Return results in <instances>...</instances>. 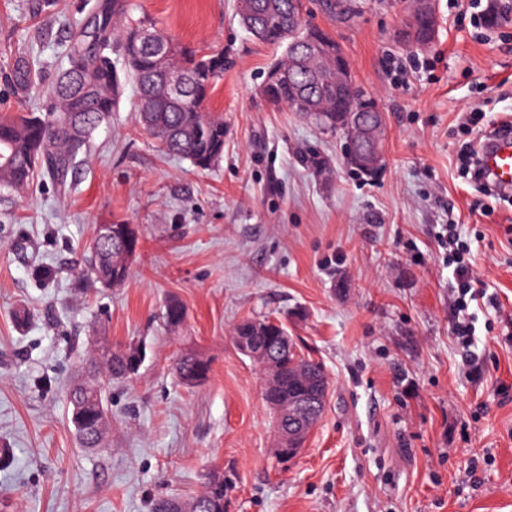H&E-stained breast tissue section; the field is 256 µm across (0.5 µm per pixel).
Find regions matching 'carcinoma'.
<instances>
[{
    "label": "carcinoma",
    "instance_id": "1",
    "mask_svg": "<svg viewBox=\"0 0 512 512\" xmlns=\"http://www.w3.org/2000/svg\"><path fill=\"white\" fill-rule=\"evenodd\" d=\"M297 0H253V26L257 38L269 45L283 46L282 32L288 28V16L298 11ZM129 0H99L94 10L82 21L72 25L66 48V66L46 92V103L36 111L0 120V190L20 192L40 171L58 185L66 184L78 156L86 151L93 134L119 107L124 85L112 61V52L119 50L137 92L136 119L157 142L166 155L190 160L199 168H207L224 152V118L208 112L206 100L215 83L224 75V53L195 58L185 56L168 36L151 25L128 20ZM155 34L166 55L140 42L143 31ZM326 78L313 82L309 70L298 63L292 68L293 82L274 85L266 96L274 107L294 111L296 90L304 87L312 94L321 111L311 115L324 129H336V92L331 71L336 55L320 62ZM184 73L187 85L181 94L163 91L167 69ZM40 66L31 57L14 65L6 80L15 88L29 90L39 84ZM114 236L103 239L94 235L89 246L87 263L95 278L107 287L119 286L129 274L138 245L136 229L130 224H112ZM184 304L171 298L165 305L164 318L173 327L186 319ZM253 335L272 347L279 358V373L272 381L273 394H286L299 386L328 388L323 367L301 355L294 344L278 346L283 324L264 319L237 325L233 335L247 326ZM142 350L131 344L124 350L95 355L88 359L93 370L103 368L108 380L126 379L135 373ZM180 377L205 382L210 373L208 360L197 353H184L175 360ZM67 398L72 405L78 438L85 448H97L94 439L99 428H107L108 413L102 397V386L83 382L70 387ZM224 475L213 476L205 489L190 502L176 499L156 501L151 512H224Z\"/></svg>",
    "mask_w": 512,
    "mask_h": 512
}]
</instances>
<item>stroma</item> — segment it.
<instances>
[{"label":"stroma","instance_id":"1","mask_svg":"<svg viewBox=\"0 0 512 512\" xmlns=\"http://www.w3.org/2000/svg\"><path fill=\"white\" fill-rule=\"evenodd\" d=\"M95 0H0V70L23 57L52 81L73 21ZM185 54L223 52L209 112L224 154L168 157L125 88L65 193L35 179L0 194V512H150L223 472L224 512H512V201L486 196L459 158L512 119V0H483L486 38L435 0L433 40L402 35L412 0H349L339 20L304 0L340 46L357 93L385 114L376 172L347 162L343 131L262 94L281 56L239 23L237 0H130ZM425 65L406 84L393 60ZM479 109L471 134L459 114ZM133 225L124 284L85 257L97 225ZM455 223L487 293L472 308L478 364L451 334L456 280L437 234ZM188 315L162 318L170 298ZM27 313L17 323L16 313ZM284 322L330 388L303 451L281 461L263 374L232 341L247 318ZM139 343L135 375L105 401L103 447H81L66 389L96 345ZM211 363L189 386L173 359Z\"/></svg>","mask_w":512,"mask_h":512}]
</instances>
